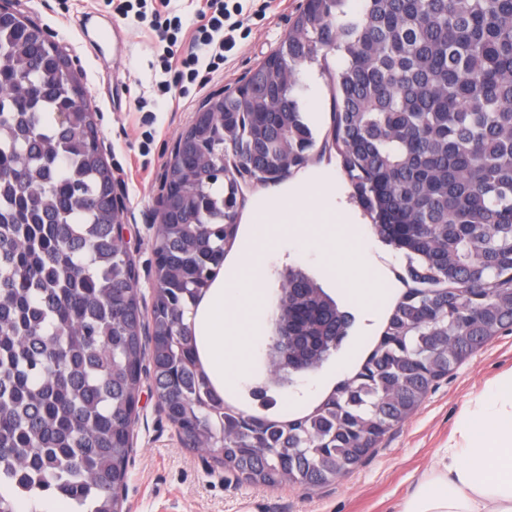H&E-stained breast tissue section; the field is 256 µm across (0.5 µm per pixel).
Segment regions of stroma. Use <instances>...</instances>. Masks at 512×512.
Returning <instances> with one entry per match:
<instances>
[{
    "label": "stroma",
    "mask_w": 512,
    "mask_h": 512,
    "mask_svg": "<svg viewBox=\"0 0 512 512\" xmlns=\"http://www.w3.org/2000/svg\"><path fill=\"white\" fill-rule=\"evenodd\" d=\"M242 27L236 45L206 84L177 81L164 61L163 44L150 20L112 14L104 0H19V11L32 17L61 45L83 75L86 98L97 111L102 151L123 191L124 222L132 245L143 307L151 305L154 282L157 201L173 148L197 108L210 95L234 90L248 72L287 36L304 0H240ZM122 38V50L103 46L93 55L87 42L101 26ZM304 109L319 141L306 167L290 181L246 184L235 252L255 248L259 227L249 214L269 206L288 182L304 181L326 190L328 206L342 205L363 225L354 237L347 227L322 228L308 235L294 224L280 227L262 259L263 294L249 298L232 271L224 273V298L248 313L252 343L241 370L227 374L224 391L252 407L248 386L264 374L262 348L272 330L276 297L288 268L302 269L352 316L342 346L313 373L306 385L280 391L277 411L301 413L336 382L337 365L354 370L379 335L391 307L407 287L404 261L375 234L371 217L352 196L336 153L322 150L333 125L332 94L318 68L304 73ZM370 263V277L385 286V301L360 311L349 289L336 280ZM512 372V331L495 336L474 356L457 365L430 390L420 408L391 430L351 473L335 483L310 490L298 485L275 489L226 481L221 468L207 467L200 453L185 446L157 409L151 380H144L133 433L125 490L127 512H395L418 477L434 467L440 449L451 443L466 410L490 390L497 377Z\"/></svg>",
    "instance_id": "1"
}]
</instances>
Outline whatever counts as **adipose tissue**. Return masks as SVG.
<instances>
[{
	"label": "adipose tissue",
	"mask_w": 512,
	"mask_h": 512,
	"mask_svg": "<svg viewBox=\"0 0 512 512\" xmlns=\"http://www.w3.org/2000/svg\"><path fill=\"white\" fill-rule=\"evenodd\" d=\"M260 221L270 232L262 241L267 247L281 225L295 224L309 232L318 224L341 223L342 215L323 205L311 186L300 183L279 195ZM187 321L194 327L211 384L216 394H223L227 349L238 344L246 311L227 307L219 276L192 306ZM460 433L461 445L446 449L398 512H512V375L500 378L489 395L479 398Z\"/></svg>",
	"instance_id": "obj_1"
}]
</instances>
